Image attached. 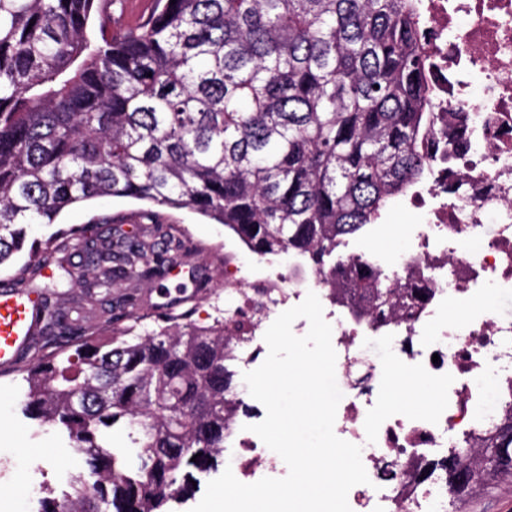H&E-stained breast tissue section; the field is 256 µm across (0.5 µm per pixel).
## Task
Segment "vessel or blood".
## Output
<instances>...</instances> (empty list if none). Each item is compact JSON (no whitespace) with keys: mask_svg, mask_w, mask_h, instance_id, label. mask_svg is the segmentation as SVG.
<instances>
[{"mask_svg":"<svg viewBox=\"0 0 512 512\" xmlns=\"http://www.w3.org/2000/svg\"><path fill=\"white\" fill-rule=\"evenodd\" d=\"M44 313L41 299L13 279L0 281V372L9 374L31 359Z\"/></svg>","mask_w":512,"mask_h":512,"instance_id":"obj_1","label":"vessel or blood"}]
</instances>
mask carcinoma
Instances as JSON below:
<instances>
[{
	"mask_svg": "<svg viewBox=\"0 0 512 512\" xmlns=\"http://www.w3.org/2000/svg\"><path fill=\"white\" fill-rule=\"evenodd\" d=\"M104 0H0V267L33 224L98 197L190 209L252 256L288 255L368 319L424 303L374 261L336 254L398 195L432 179L433 110L420 0H152L135 30L100 22ZM74 228L29 251L80 249L68 271L105 291L143 280L184 248ZM43 348L24 413L60 430L86 472L40 512H167L196 472L224 462L238 411L224 321L170 314L105 335L43 292ZM128 446H110L112 435ZM500 432L448 462L458 501L512 481Z\"/></svg>",
	"mask_w": 512,
	"mask_h": 512,
	"instance_id": "cac0c4a2",
	"label": "carcinoma"
}]
</instances>
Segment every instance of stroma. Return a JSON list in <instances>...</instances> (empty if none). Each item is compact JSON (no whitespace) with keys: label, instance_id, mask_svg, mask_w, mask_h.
I'll return each instance as SVG.
<instances>
[{"label":"stroma","instance_id":"1","mask_svg":"<svg viewBox=\"0 0 512 512\" xmlns=\"http://www.w3.org/2000/svg\"><path fill=\"white\" fill-rule=\"evenodd\" d=\"M145 207V202L131 198L93 199L64 210L55 223L33 225L31 236L42 242L56 230L71 226L93 228L109 217L116 220L117 232L150 242L156 239L157 232L154 225L141 219ZM159 214L161 223L179 225L189 249L175 253L174 272L150 282L131 281L108 295L91 280L71 284L64 270L69 265L80 264L81 255L77 252L56 255L43 275L29 273L30 261L24 253L16 258L14 266L24 269L25 283L34 288L54 285L60 306L74 316L81 314L87 301L107 309L119 306L131 294L137 298L142 313L151 312L160 303L174 306L189 302L194 309V320L207 324L209 301L224 284V264L221 253L214 252V245H222V252L237 253L245 261L250 255L225 233L223 225L199 214L165 208ZM415 221L406 197H397L376 228L352 238L351 243L369 251L389 250L395 237L404 236L408 225ZM25 377L22 371L0 377V512H38V501L25 500L27 490L36 489L39 497L49 492L62 496L68 489L70 476L84 469L82 459L72 452L61 432L39 426L22 415L19 400L27 389Z\"/></svg>","mask_w":512,"mask_h":512}]
</instances>
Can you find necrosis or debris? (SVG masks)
Listing matches in <instances>:
<instances>
[{"label":"necrosis or debris","mask_w":512,"mask_h":512,"mask_svg":"<svg viewBox=\"0 0 512 512\" xmlns=\"http://www.w3.org/2000/svg\"><path fill=\"white\" fill-rule=\"evenodd\" d=\"M436 111L469 138L465 153L441 141L434 182L409 200L418 224L395 255L374 260L397 283L425 285L428 302L396 323L355 320L321 277L284 267L244 288L243 265H224V313L261 309L235 345L234 361L267 353L272 315L314 292L331 325L343 397L339 438L358 445L368 483L348 493L351 512H448V452L476 440L512 408V310L488 293H512V0H421ZM428 388L421 412L389 410L388 368ZM224 462L250 484L283 473L281 457L251 432L264 407L244 399Z\"/></svg>","instance_id":"1"}]
</instances>
